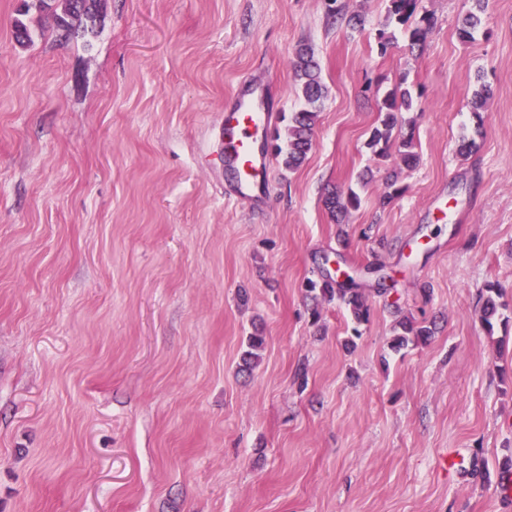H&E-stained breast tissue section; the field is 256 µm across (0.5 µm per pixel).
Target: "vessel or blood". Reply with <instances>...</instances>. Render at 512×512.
<instances>
[{
    "label": "vessel or blood",
    "mask_w": 512,
    "mask_h": 512,
    "mask_svg": "<svg viewBox=\"0 0 512 512\" xmlns=\"http://www.w3.org/2000/svg\"><path fill=\"white\" fill-rule=\"evenodd\" d=\"M265 96V85L241 82L234 97L225 103L224 117L218 125L223 162L232 176L229 193L236 197L259 192L269 180L261 144L271 115L257 107Z\"/></svg>",
    "instance_id": "b4317fda"
}]
</instances>
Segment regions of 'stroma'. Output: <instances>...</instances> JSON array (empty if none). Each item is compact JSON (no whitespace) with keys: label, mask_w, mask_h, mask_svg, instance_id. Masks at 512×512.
Here are the masks:
<instances>
[{"label":"stroma","mask_w":512,"mask_h":512,"mask_svg":"<svg viewBox=\"0 0 512 512\" xmlns=\"http://www.w3.org/2000/svg\"><path fill=\"white\" fill-rule=\"evenodd\" d=\"M388 7L97 0L64 42L50 11L0 0V512H512V0L469 42L473 0H419L420 52ZM303 43L328 89L312 149L293 172L271 157L264 204L230 196L224 100L263 82L286 136ZM400 83L412 168L367 147ZM334 186L361 197L344 225ZM329 258L368 289V322L308 292ZM403 319L433 336L393 349ZM479 4V8L477 12H470L466 14L459 26H458V36L462 41H471L474 38V34L482 27L483 25V17L482 13L484 11V5L487 1L485 0H476ZM324 206L329 213L340 224L341 220L345 218L351 210H357L361 204L360 197L353 189H348L347 192H342L336 189L327 190L324 197Z\"/></svg>","instance_id":"obj_1"}]
</instances>
